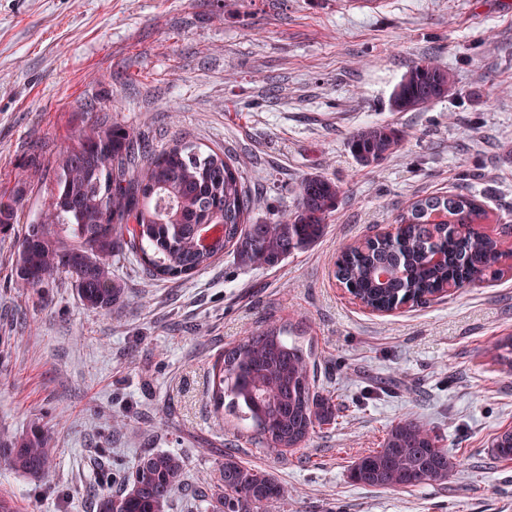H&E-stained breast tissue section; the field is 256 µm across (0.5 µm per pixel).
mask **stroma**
Returning a JSON list of instances; mask_svg holds the SVG:
<instances>
[{"label":"stroma","instance_id":"obj_1","mask_svg":"<svg viewBox=\"0 0 512 512\" xmlns=\"http://www.w3.org/2000/svg\"><path fill=\"white\" fill-rule=\"evenodd\" d=\"M423 58L456 94L393 111ZM153 147L185 137L239 161L261 201L252 221L289 213L321 174L342 189L323 238L276 265L225 253L193 278L157 280L113 263L122 306L87 308L58 279L33 294L0 235V432L52 427L55 466L35 479L0 460L14 512H96L113 470L152 451L185 458L170 512L200 494L225 450L288 489L266 512H512V461L491 443L512 428V258L502 275L390 313L365 308L334 276L341 247L390 229L417 198L473 190L485 229L512 249V0H0V192L18 221L46 209L56 162L97 114ZM390 123L407 134L364 168L347 141ZM284 326L330 392L335 423L276 456L212 399L215 361L250 331ZM412 417L457 466L441 484L378 490L346 470Z\"/></svg>","mask_w":512,"mask_h":512}]
</instances>
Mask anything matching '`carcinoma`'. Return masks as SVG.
<instances>
[{
  "mask_svg": "<svg viewBox=\"0 0 512 512\" xmlns=\"http://www.w3.org/2000/svg\"><path fill=\"white\" fill-rule=\"evenodd\" d=\"M454 94L448 69L422 59L401 77L391 105L397 112L419 110ZM404 138L394 125L374 123L359 129L348 148L368 168L395 153ZM340 195L335 180L311 174L300 181L291 213L254 224L256 200L224 151L184 139L147 151L135 127L97 119L59 159L47 209L16 237L14 275L20 287L36 293L64 279L84 306L107 312L125 298L112 262L131 255L152 277L188 279L230 249L246 266H274L323 237ZM16 218V197L0 194V233L13 231ZM488 220L484 205L468 191L418 199L397 215L393 233L344 248L336 279L375 309L424 304L468 280L495 279L504 252L500 239L481 228ZM208 224L221 225L222 233L206 247L202 233ZM215 371L216 405L227 406L272 454L299 447L314 428L336 421L333 397L315 387L303 346L288 341L280 327L245 336L224 351ZM494 443L496 456L512 461V429L500 431ZM0 457L22 475L41 477L55 465L53 431L34 422L19 435L3 432ZM455 468L439 437L405 417L380 447L350 465L348 478L363 487L408 489L443 483ZM184 473L180 454L148 453L125 477L120 494L97 498L96 510L168 512ZM209 485L205 512H266L287 494L271 472L229 450Z\"/></svg>",
  "mask_w": 512,
  "mask_h": 512,
  "instance_id": "cac0c4a2",
  "label": "carcinoma"
}]
</instances>
